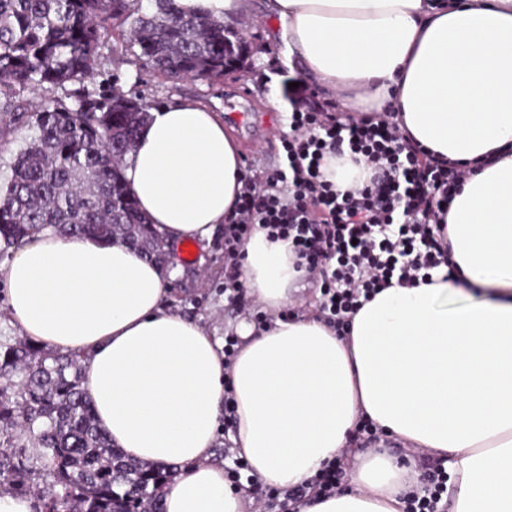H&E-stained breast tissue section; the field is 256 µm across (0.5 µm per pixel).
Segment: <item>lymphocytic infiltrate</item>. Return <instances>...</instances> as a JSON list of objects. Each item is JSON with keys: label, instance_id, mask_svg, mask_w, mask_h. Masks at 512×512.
Returning a JSON list of instances; mask_svg holds the SVG:
<instances>
[{"label": "lymphocytic infiltrate", "instance_id": "obj_1", "mask_svg": "<svg viewBox=\"0 0 512 512\" xmlns=\"http://www.w3.org/2000/svg\"><path fill=\"white\" fill-rule=\"evenodd\" d=\"M281 139L287 166L265 180L244 176L224 226V291L244 290L240 245L255 227L288 240L320 292L324 322L347 335L353 316L391 282L417 285L447 264L443 219L473 169L429 155L391 112L352 117L317 92H301ZM351 155L370 171L358 187L339 191L323 167ZM428 478L406 491L402 512H448V472L426 455Z\"/></svg>", "mask_w": 512, "mask_h": 512}]
</instances>
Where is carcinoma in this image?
<instances>
[{"label": "carcinoma", "instance_id": "cac0c4a2", "mask_svg": "<svg viewBox=\"0 0 512 512\" xmlns=\"http://www.w3.org/2000/svg\"><path fill=\"white\" fill-rule=\"evenodd\" d=\"M0 0V112L38 130L0 187V252L46 228L162 251L124 177L150 105L88 88L104 38L118 33L166 78L213 81L240 56L224 20L175 0ZM229 53H224V43ZM48 86L38 109L20 93ZM172 475L126 458L97 425L80 356L0 343V487L33 512H161Z\"/></svg>", "mask_w": 512, "mask_h": 512}]
</instances>
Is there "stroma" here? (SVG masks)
<instances>
[{
  "instance_id": "35a3bbf8",
  "label": "stroma",
  "mask_w": 512,
  "mask_h": 512,
  "mask_svg": "<svg viewBox=\"0 0 512 512\" xmlns=\"http://www.w3.org/2000/svg\"><path fill=\"white\" fill-rule=\"evenodd\" d=\"M236 22L251 35V53L244 71L226 73L220 82L158 76L126 49L121 38L112 35L105 39L104 57L92 83L98 89L120 88L156 107L192 102L214 112L232 113L234 132L244 148V165L263 177L280 162V139L295 101L289 85L302 81L303 76L284 63L281 45L268 40L269 29L256 5H249ZM273 90L281 100L277 111L266 104ZM165 249V267L174 273L168 281L167 308L198 321L217 336L230 334L243 314L224 295L223 230H216L203 244L170 242Z\"/></svg>"
}]
</instances>
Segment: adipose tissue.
Instances as JSON below:
<instances>
[{
	"label": "adipose tissue",
	"mask_w": 512,
	"mask_h": 512,
	"mask_svg": "<svg viewBox=\"0 0 512 512\" xmlns=\"http://www.w3.org/2000/svg\"><path fill=\"white\" fill-rule=\"evenodd\" d=\"M288 63L340 111L392 110L431 154L495 164L445 218L450 266L432 284L383 289L347 339L315 317L256 331L240 321L232 366L197 321L164 307L163 267L130 247L48 228L0 265L11 323L83 358L98 425L126 458L172 470L162 512H251L213 462L224 394L228 439L263 485L292 489L348 446L360 416L428 449L450 475L448 512H512V0H266ZM243 152L224 116L152 109L125 176L164 241H207L232 215ZM245 287L265 309L304 275L289 243L254 231ZM345 493L297 512H399L409 469L358 455Z\"/></svg>",
	"instance_id": "adipose-tissue-1"
}]
</instances>
